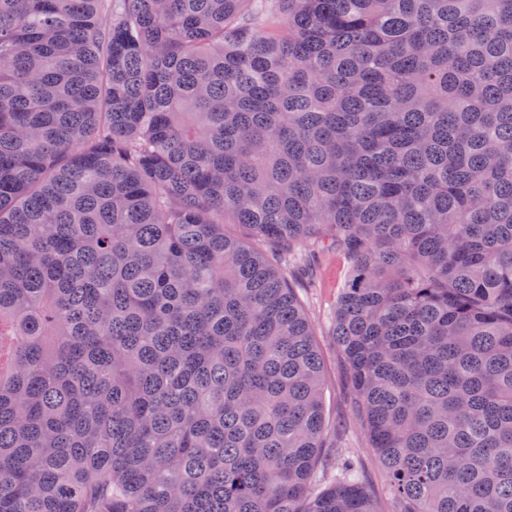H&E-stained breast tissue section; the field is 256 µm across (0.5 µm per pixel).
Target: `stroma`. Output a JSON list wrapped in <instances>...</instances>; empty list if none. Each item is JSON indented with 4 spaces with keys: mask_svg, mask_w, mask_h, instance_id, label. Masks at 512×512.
<instances>
[{
    "mask_svg": "<svg viewBox=\"0 0 512 512\" xmlns=\"http://www.w3.org/2000/svg\"><path fill=\"white\" fill-rule=\"evenodd\" d=\"M303 251L318 259L312 283L299 284L297 294L314 326L324 365V405L330 424L327 439L359 460L371 488L378 491L382 488L380 465L355 414L344 363L331 336L333 312L349 276L350 261L339 249L322 244L306 245Z\"/></svg>",
    "mask_w": 512,
    "mask_h": 512,
    "instance_id": "stroma-1",
    "label": "stroma"
}]
</instances>
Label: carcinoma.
<instances>
[{"label":"carcinoma","instance_id":"carcinoma-1","mask_svg":"<svg viewBox=\"0 0 512 512\" xmlns=\"http://www.w3.org/2000/svg\"><path fill=\"white\" fill-rule=\"evenodd\" d=\"M0 512H512V0H0ZM305 254L315 255L319 265L313 271V284L297 283V294L314 326L315 340L320 350L325 377L324 405L329 428L327 439L356 457L371 488L381 494L380 465L369 448L366 433L352 406L344 372V363L331 336L332 317L336 302L350 273V261L336 247L308 244L290 257L294 264ZM336 424V429H335Z\"/></svg>","mask_w":512,"mask_h":512}]
</instances>
